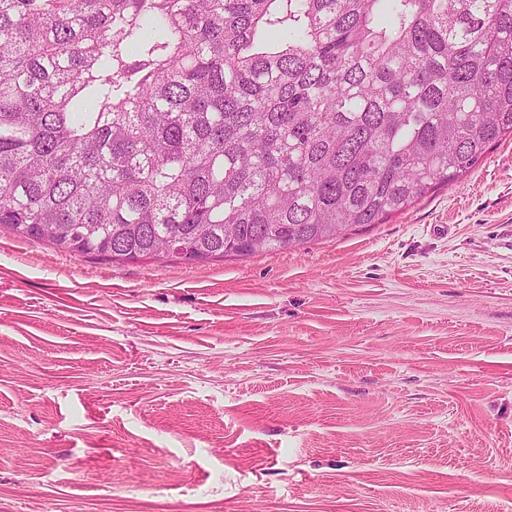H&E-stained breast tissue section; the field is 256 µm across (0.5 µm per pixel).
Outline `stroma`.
Returning a JSON list of instances; mask_svg holds the SVG:
<instances>
[{
    "instance_id": "stroma-1",
    "label": "stroma",
    "mask_w": 512,
    "mask_h": 512,
    "mask_svg": "<svg viewBox=\"0 0 512 512\" xmlns=\"http://www.w3.org/2000/svg\"><path fill=\"white\" fill-rule=\"evenodd\" d=\"M0 512H512V140L274 255L0 228Z\"/></svg>"
}]
</instances>
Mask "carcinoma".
Here are the masks:
<instances>
[{
    "mask_svg": "<svg viewBox=\"0 0 512 512\" xmlns=\"http://www.w3.org/2000/svg\"><path fill=\"white\" fill-rule=\"evenodd\" d=\"M512 137V0H0V227L269 255L382 224Z\"/></svg>",
    "mask_w": 512,
    "mask_h": 512,
    "instance_id": "1",
    "label": "carcinoma"
}]
</instances>
